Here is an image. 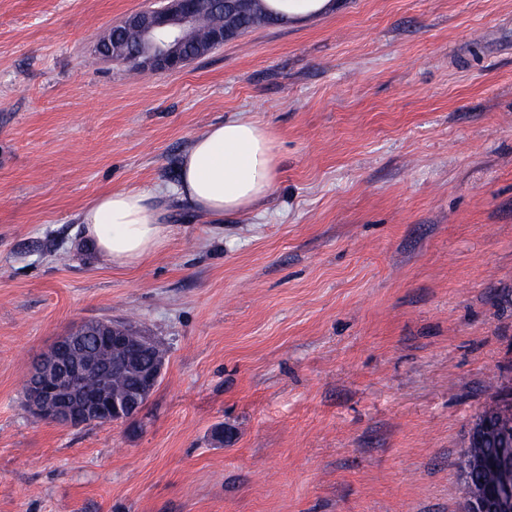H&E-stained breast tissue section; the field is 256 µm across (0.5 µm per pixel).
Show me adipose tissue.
I'll list each match as a JSON object with an SVG mask.
<instances>
[{
    "label": "adipose tissue",
    "mask_w": 512,
    "mask_h": 512,
    "mask_svg": "<svg viewBox=\"0 0 512 512\" xmlns=\"http://www.w3.org/2000/svg\"><path fill=\"white\" fill-rule=\"evenodd\" d=\"M274 138L262 122L243 117L209 125L182 158L177 192L200 212L221 219L258 206L278 176ZM150 194L100 193L82 209V236L112 266L133 269L163 250L172 235Z\"/></svg>",
    "instance_id": "adipose-tissue-1"
}]
</instances>
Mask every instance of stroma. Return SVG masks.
<instances>
[{"mask_svg": "<svg viewBox=\"0 0 512 512\" xmlns=\"http://www.w3.org/2000/svg\"><path fill=\"white\" fill-rule=\"evenodd\" d=\"M162 0H0V512H464L459 463L512 381V0H338L132 75L103 33ZM242 115L279 176L218 221L184 153ZM157 194L169 245L88 248L101 192ZM83 320L165 351L139 416H30Z\"/></svg>", "mask_w": 512, "mask_h": 512, "instance_id": "stroma-1", "label": "stroma"}]
</instances>
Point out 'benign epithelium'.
I'll return each instance as SVG.
<instances>
[{"label": "benign epithelium", "instance_id": "benign-epithelium-1", "mask_svg": "<svg viewBox=\"0 0 512 512\" xmlns=\"http://www.w3.org/2000/svg\"><path fill=\"white\" fill-rule=\"evenodd\" d=\"M242 4L243 0H167L161 8L132 13L122 25L132 31L133 40L119 62L142 73L178 71L190 60L183 36L197 25L200 14L217 8L236 10ZM127 335V327L86 320L59 336L35 364L31 381L24 387L27 411L41 420L71 427L99 426L137 417L160 380L165 353L141 333L139 346L155 353L149 367H140L132 355L113 357L111 345L123 343ZM90 337L106 345L97 357L82 353L83 343ZM115 368L137 370L141 378L139 387L121 401L113 399L108 389ZM511 412L512 384L501 387L494 401L471 425L461 461L465 512H512V429L488 425L491 416ZM486 437L496 438L505 449L495 457L475 450L474 444ZM492 467L497 474L495 483L474 479L477 472Z\"/></svg>", "mask_w": 512, "mask_h": 512}]
</instances>
